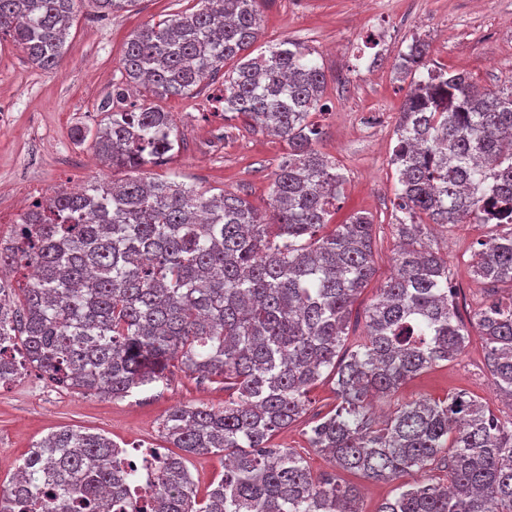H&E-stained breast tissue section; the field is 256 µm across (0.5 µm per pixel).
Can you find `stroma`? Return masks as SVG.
<instances>
[{
  "label": "stroma",
  "instance_id": "obj_1",
  "mask_svg": "<svg viewBox=\"0 0 512 512\" xmlns=\"http://www.w3.org/2000/svg\"><path fill=\"white\" fill-rule=\"evenodd\" d=\"M196 0H138L132 11L99 16L86 0L65 40L58 70L28 64L23 51L0 44V235H9L27 205L56 188L87 189L99 178H127L124 170L101 165L89 146L75 145V126L100 121L103 101L121 77L120 58L128 36L147 22L191 8ZM256 52L286 40L308 45L325 74L323 128L317 148L335 159L345 177L341 224L361 211L376 224L375 275L352 306L350 335H360L365 312L389 279L399 249L393 205L398 186L392 162L400 110L410 92L396 66L413 36L430 44L433 66L465 72L480 89L512 83V0H260ZM222 77L204 80L190 95L160 103L173 113L182 147L166 165L148 167L144 177L192 185L207 194L226 190L246 197L259 210L268 207L271 178L287 145L264 131L240 126L232 139L216 137L223 117L213 115L211 99ZM493 225L438 227L433 238L447 256L461 317H468L487 293L469 273L472 245L494 234ZM464 388L489 399L494 413L512 416V403L495 399L481 341L471 336L458 359L407 383L377 412L420 397L445 399ZM222 385L169 367L164 382L112 400L59 388L31 371L0 386V486L9 484L32 444L68 426L102 433L120 444L161 448L159 423L177 404L223 406Z\"/></svg>",
  "mask_w": 512,
  "mask_h": 512
}]
</instances>
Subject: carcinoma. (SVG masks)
<instances>
[{"label": "carcinoma", "instance_id": "1", "mask_svg": "<svg viewBox=\"0 0 512 512\" xmlns=\"http://www.w3.org/2000/svg\"><path fill=\"white\" fill-rule=\"evenodd\" d=\"M99 14L138 0H92ZM82 0H0V39L33 66L55 70ZM258 0H197L128 37L124 81L97 128L77 127L113 168L161 166L181 149L177 124L156 101L186 96L224 72L214 97L224 120L279 137L288 156L270 184L269 213L222 191L175 180L103 179L37 200L0 238V384L28 369L79 394L123 399L164 380L171 363L224 385L221 408L178 405L160 423L165 442L144 512H366L345 475L393 482L445 470L446 481L403 483L372 512H512V418L460 389L443 401L403 402L373 420V401L465 350L483 345L496 396L512 400V298L488 295L463 321L448 260L428 226L493 224L476 241L471 276L512 283V85L477 90L460 71L428 66L416 39L400 55L412 77L403 103L393 273L351 344V308L374 276V223L355 213L327 230L343 175L316 149L325 76L313 50L284 41L252 56ZM142 87L138 104L125 87ZM335 378L336 405L308 423L309 447L333 472L272 443L308 411L309 391ZM101 434L62 427L38 441L0 488V512H124L135 469ZM220 455L224 474L204 497L188 457Z\"/></svg>", "mask_w": 512, "mask_h": 512}]
</instances>
